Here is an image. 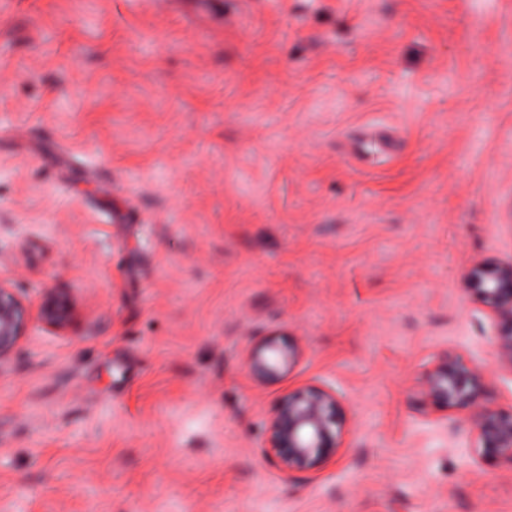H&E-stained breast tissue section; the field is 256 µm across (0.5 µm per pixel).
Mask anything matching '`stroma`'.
I'll return each mask as SVG.
<instances>
[{
  "mask_svg": "<svg viewBox=\"0 0 512 512\" xmlns=\"http://www.w3.org/2000/svg\"><path fill=\"white\" fill-rule=\"evenodd\" d=\"M511 257L512 0H5L0 274L71 313L0 364V512H512L419 392L448 351L512 406L467 284ZM306 386L343 444L289 475ZM297 357L295 346L275 336H265L250 347L245 363L255 376L271 378L288 370ZM343 421L335 393L296 389L279 400L266 442L285 472L308 471L341 447Z\"/></svg>",
  "mask_w": 512,
  "mask_h": 512,
  "instance_id": "stroma-1",
  "label": "stroma"
}]
</instances>
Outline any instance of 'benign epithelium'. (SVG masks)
Listing matches in <instances>:
<instances>
[{
  "mask_svg": "<svg viewBox=\"0 0 512 512\" xmlns=\"http://www.w3.org/2000/svg\"><path fill=\"white\" fill-rule=\"evenodd\" d=\"M468 283L493 322L488 341L498 351L499 366L512 371V259L474 264ZM69 314L66 299L44 295L35 303L22 280L0 276V363L21 355V340L33 321L61 326ZM297 357L295 346L265 336L250 347L245 363L255 376L271 378L288 370ZM420 389L436 408L472 413L473 444L483 462L512 466V408L491 404L490 378L481 366L444 352L423 377ZM343 421L336 394L318 388L296 389L279 400L266 428V442L284 471H308L336 453Z\"/></svg>",
  "mask_w": 512,
  "mask_h": 512,
  "instance_id": "benign-epithelium-1",
  "label": "benign epithelium"
}]
</instances>
